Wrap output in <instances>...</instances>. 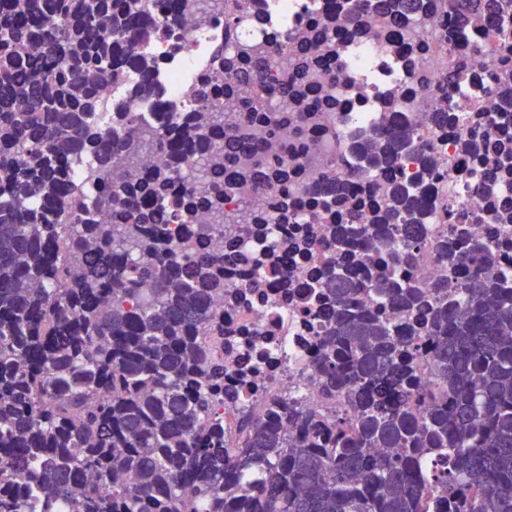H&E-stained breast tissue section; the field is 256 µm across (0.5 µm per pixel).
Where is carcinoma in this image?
Here are the masks:
<instances>
[{
    "label": "carcinoma",
    "mask_w": 512,
    "mask_h": 512,
    "mask_svg": "<svg viewBox=\"0 0 512 512\" xmlns=\"http://www.w3.org/2000/svg\"><path fill=\"white\" fill-rule=\"evenodd\" d=\"M232 50L213 54L224 86L202 83L196 112H172L126 137L98 125L99 88L124 77L122 55L145 76L142 17L171 0H0V512H512V275L467 224L480 208L429 193L437 162L411 139L361 148L372 191L347 193L335 167L309 196H274L284 218L305 210L306 232L253 252L177 243L168 210L189 219L195 185L176 165L146 176L119 170L121 152L154 144L209 155L214 213L243 191L278 192L306 178L307 135H336L323 119L360 96L336 95L347 23L389 42L422 10L453 20L449 37L474 30L470 51L502 66L480 87L499 98L478 118L461 169L482 199L512 178V0H334L279 44L237 43L251 22L223 0ZM436 49L406 44L418 58ZM468 81L448 67L430 123L446 130L448 88ZM272 84L277 109L261 92ZM294 137L281 145L282 112ZM266 149L251 146L253 129ZM94 157L116 222L96 224L71 186V168ZM416 165L406 178L402 160ZM56 220H47V213ZM428 224H453L429 288L410 273ZM329 260L314 286L295 291L288 254ZM231 267L278 269L293 308L310 314L311 351L325 408L276 400L243 414L224 440L220 410L237 404L251 376L224 374V281ZM375 294L366 306L357 295ZM430 366L433 387L421 382ZM344 409L334 410L336 401Z\"/></svg>",
    "instance_id": "cac0c4a2"
}]
</instances>
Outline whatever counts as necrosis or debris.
Wrapping results in <instances>:
<instances>
[{"label":"necrosis or debris","instance_id":"1","mask_svg":"<svg viewBox=\"0 0 512 512\" xmlns=\"http://www.w3.org/2000/svg\"><path fill=\"white\" fill-rule=\"evenodd\" d=\"M328 4L329 0H263L259 19L248 34L264 41H278L285 31L303 28ZM446 27V17L436 14L403 31L396 42L348 39L341 53L342 77L336 92L341 95L347 87L356 86L362 90L361 100L355 110L331 114L336 136L317 138L311 143L301 159L308 177L289 184V200L304 198L310 178L334 165L351 173L353 185L365 184V176L355 173L362 165L359 145L371 137L402 129L410 132L415 143L421 144L428 154L434 155L446 172L442 181L433 183V192L448 197L458 207L478 205V198L459 180L457 172L464 163L460 143L468 137L471 122L477 112L492 107L491 102L474 92L475 85L484 82L492 63L482 56H470L468 37L446 42ZM418 38L440 42L441 47L430 55L408 59L402 43ZM223 41V21L202 12L196 0H180L170 19L167 36L144 46L145 52L157 61L148 78H141L133 65L128 64L124 67L127 75L124 83L102 87L101 123L112 125L116 112L131 110L138 113L143 127L149 130L161 127L169 113L194 111L195 90L203 79H210L216 85L224 82L223 73L209 64L211 48ZM459 59L464 60L470 71L471 86L449 90L448 132L443 135L427 121L435 96L431 88L420 84L419 77L426 74L443 79L450 64ZM72 180L86 188L85 200L93 211L94 222L111 223L112 208L103 201L102 182L94 160L86 158L76 165ZM446 230L443 224L427 227L412 271L423 286H432L442 275L438 245ZM302 328L301 314L287 303H268L259 292L225 307V331L240 341L254 338V350L265 360L255 376V389L245 398L242 410L262 414L266 401L288 394L301 395L307 407H322L312 352L300 335Z\"/></svg>","mask_w":512,"mask_h":512}]
</instances>
